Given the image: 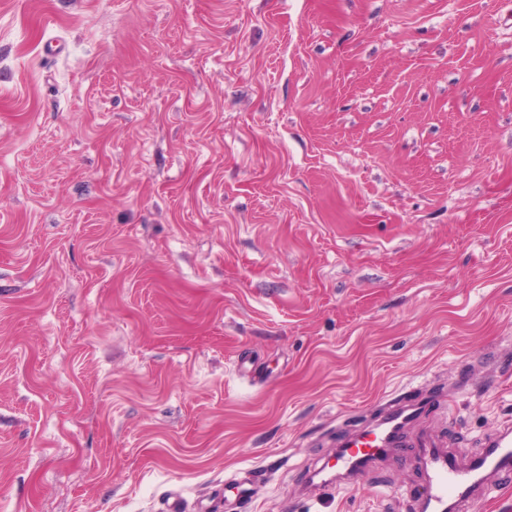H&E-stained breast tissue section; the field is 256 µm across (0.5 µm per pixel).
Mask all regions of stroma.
Here are the masks:
<instances>
[{"instance_id":"obj_1","label":"stroma","mask_w":512,"mask_h":512,"mask_svg":"<svg viewBox=\"0 0 512 512\" xmlns=\"http://www.w3.org/2000/svg\"><path fill=\"white\" fill-rule=\"evenodd\" d=\"M399 401L512 419V0H0V512H415Z\"/></svg>"}]
</instances>
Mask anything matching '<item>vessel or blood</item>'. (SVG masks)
<instances>
[{"mask_svg": "<svg viewBox=\"0 0 512 512\" xmlns=\"http://www.w3.org/2000/svg\"><path fill=\"white\" fill-rule=\"evenodd\" d=\"M421 406L392 403L375 422L344 440L330 458L313 471L318 486L329 487L361 476L368 464L390 451L414 445L426 473L419 512H462L476 491L492 493L504 476L512 474V423L503 422L491 437L488 451L476 461L459 465L434 444L414 443L411 430Z\"/></svg>", "mask_w": 512, "mask_h": 512, "instance_id": "vessel-or-blood-1", "label": "vessel or blood"}]
</instances>
